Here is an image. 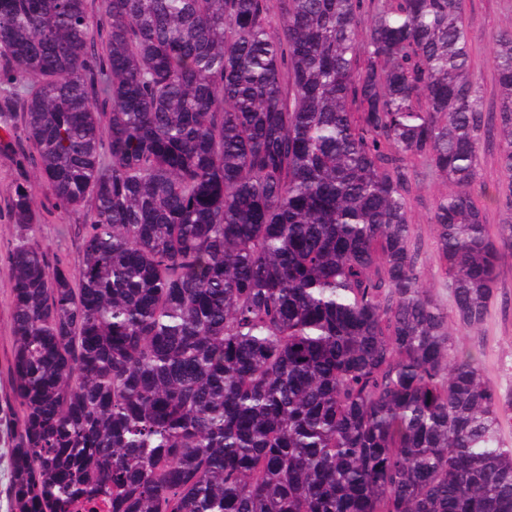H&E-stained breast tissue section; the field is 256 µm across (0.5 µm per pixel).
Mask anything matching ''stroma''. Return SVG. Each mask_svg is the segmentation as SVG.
<instances>
[{
    "mask_svg": "<svg viewBox=\"0 0 512 512\" xmlns=\"http://www.w3.org/2000/svg\"><path fill=\"white\" fill-rule=\"evenodd\" d=\"M465 21L475 39L471 47V66L480 79L483 96V120L486 133L482 140L481 166L474 186V198L490 226L512 222V212L502 201L506 177L499 167L500 145L493 133L497 124L499 87L491 60L492 35L512 26V0H467ZM412 191L408 201V219L412 241L418 250V268L424 285L431 288L449 324L452 303L448 277L436 245L435 226L431 222L437 201L447 194L448 181L423 160L408 163ZM31 188L36 221L27 226L16 223L11 195L15 187ZM89 224L86 207L61 208L50 185L40 179L33 148L15 138L0 143V512L9 509V458L18 410L9 402V370L12 363L13 336L11 301L13 283L9 275V257L20 241H28L41 251L50 270H74ZM461 349L477 357L485 381L502 399H512V252L501 260L500 276L484 322L459 334Z\"/></svg>",
    "mask_w": 512,
    "mask_h": 512,
    "instance_id": "1",
    "label": "stroma"
}]
</instances>
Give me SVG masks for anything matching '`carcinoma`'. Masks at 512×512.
<instances>
[{
	"mask_svg": "<svg viewBox=\"0 0 512 512\" xmlns=\"http://www.w3.org/2000/svg\"><path fill=\"white\" fill-rule=\"evenodd\" d=\"M0 0L74 272L12 250L11 512H512L465 0ZM105 34L103 53L94 33ZM512 211V30L492 37ZM459 326L421 283L406 163ZM33 199L13 194L16 220Z\"/></svg>",
	"mask_w": 512,
	"mask_h": 512,
	"instance_id": "carcinoma-1",
	"label": "carcinoma"
}]
</instances>
